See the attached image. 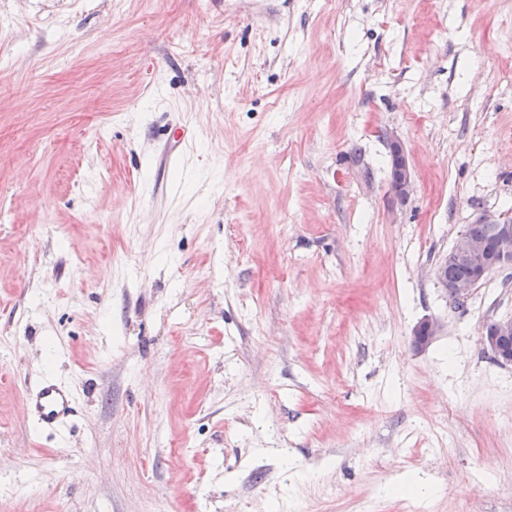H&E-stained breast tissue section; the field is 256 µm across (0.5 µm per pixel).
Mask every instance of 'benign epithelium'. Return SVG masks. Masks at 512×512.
Listing matches in <instances>:
<instances>
[{
  "instance_id": "1",
  "label": "benign epithelium",
  "mask_w": 512,
  "mask_h": 512,
  "mask_svg": "<svg viewBox=\"0 0 512 512\" xmlns=\"http://www.w3.org/2000/svg\"><path fill=\"white\" fill-rule=\"evenodd\" d=\"M389 148V178L392 191L400 201H405L414 190V175L404 142L394 136H387ZM480 219L485 224H493L498 230L494 247L489 248L480 239L462 232L455 244L448 250L446 258L438 264L435 276L448 298L458 304L465 303L487 276L512 266V217L485 212ZM458 261H470L476 268V275L467 280L450 281L444 276V267ZM442 322L432 317L419 320L411 330L412 344L418 349L426 348L439 335ZM512 337V317L500 318L496 322L493 335L483 334L482 339L488 350L500 364H512V346L507 348L504 341Z\"/></svg>"
}]
</instances>
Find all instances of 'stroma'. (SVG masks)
Returning a JSON list of instances; mask_svg holds the SVG:
<instances>
[{
  "label": "stroma",
  "instance_id": "obj_1",
  "mask_svg": "<svg viewBox=\"0 0 512 512\" xmlns=\"http://www.w3.org/2000/svg\"><path fill=\"white\" fill-rule=\"evenodd\" d=\"M508 74L512 0H0V512H512V269L435 277ZM389 148V178L395 197L405 201L414 190V175L404 142L394 136H387ZM442 322L432 317L419 320L411 330L412 344L418 349L426 348L439 335ZM496 327V332H495ZM486 332L494 333L488 335L486 332L483 334L482 339L488 350L491 351L496 361L500 364H512V346L506 348L504 341L512 337V317L500 318L495 321H490L486 327ZM28 414L45 432L63 435L78 415V402L71 391L53 378L43 377L25 402Z\"/></svg>",
  "mask_w": 512,
  "mask_h": 512
}]
</instances>
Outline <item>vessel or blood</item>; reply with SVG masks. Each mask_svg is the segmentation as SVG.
Here are the masks:
<instances>
[{"mask_svg":"<svg viewBox=\"0 0 512 512\" xmlns=\"http://www.w3.org/2000/svg\"><path fill=\"white\" fill-rule=\"evenodd\" d=\"M25 406L43 431L55 435L64 434L79 412L78 402L71 391L49 377L34 384Z\"/></svg>","mask_w":512,"mask_h":512,"instance_id":"obj_1","label":"vessel or blood"}]
</instances>
